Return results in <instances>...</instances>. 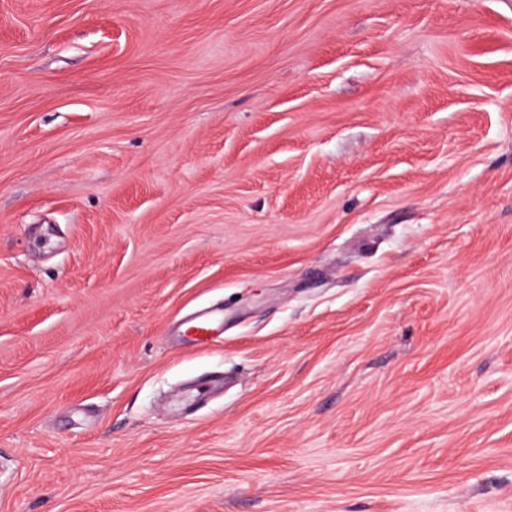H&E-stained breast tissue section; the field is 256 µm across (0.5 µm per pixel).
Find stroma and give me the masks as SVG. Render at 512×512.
I'll return each mask as SVG.
<instances>
[{"mask_svg": "<svg viewBox=\"0 0 512 512\" xmlns=\"http://www.w3.org/2000/svg\"><path fill=\"white\" fill-rule=\"evenodd\" d=\"M0 512H512V0H0ZM215 315L204 314L197 316L185 324L183 333L197 341H209L216 334L222 321L220 317Z\"/></svg>", "mask_w": 512, "mask_h": 512, "instance_id": "stroma-1", "label": "stroma"}]
</instances>
